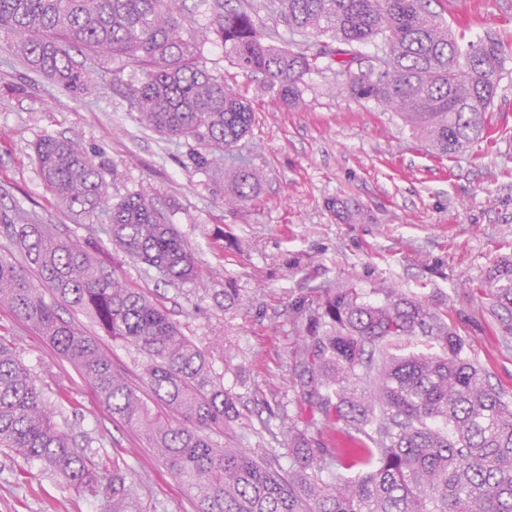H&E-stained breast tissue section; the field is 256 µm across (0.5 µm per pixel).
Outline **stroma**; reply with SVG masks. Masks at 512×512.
Listing matches in <instances>:
<instances>
[{
    "instance_id": "35a3bbf8",
    "label": "stroma",
    "mask_w": 512,
    "mask_h": 512,
    "mask_svg": "<svg viewBox=\"0 0 512 512\" xmlns=\"http://www.w3.org/2000/svg\"><path fill=\"white\" fill-rule=\"evenodd\" d=\"M430 9L465 39L498 36L506 55L486 114L489 137L443 160L431 157L394 113L343 92L330 69L306 75L301 102L290 106L226 59L222 42L206 45L208 67L255 114L234 154L261 173V193L237 209L225 206L211 177L194 171L191 145L142 127L111 84L73 94L31 71L0 33V209L31 212L63 237L92 242L100 258L111 257L106 235L89 231L103 215L71 210L46 189L34 146L47 136L79 140L111 169L113 198L138 189L149 194L191 246L199 277L173 285L128 259L119 260L117 274L167 311L236 397L240 416L224 433L225 447L266 453L284 465L294 425L312 447H331L330 427L293 388L307 325L296 303L317 306L326 288L352 287L369 297L395 287L425 300L512 400V318L490 312L483 286L490 269L512 257V0H431ZM335 199L358 205L364 220L340 223L328 207ZM228 288L237 291L231 303L224 300ZM58 313L140 382L143 357L134 347L113 342L80 311L62 306ZM0 340L30 367L63 429L104 468L125 461L143 512H196L143 435L113 420L79 371L1 308ZM58 374L69 384L65 401L54 393ZM0 512H102V502L39 463L0 452Z\"/></svg>"
}]
</instances>
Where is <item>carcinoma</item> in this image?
Returning <instances> with one entry per match:
<instances>
[{
  "instance_id": "cac0c4a2",
  "label": "carcinoma",
  "mask_w": 512,
  "mask_h": 512,
  "mask_svg": "<svg viewBox=\"0 0 512 512\" xmlns=\"http://www.w3.org/2000/svg\"><path fill=\"white\" fill-rule=\"evenodd\" d=\"M232 2L214 4L201 22L184 0H0V31L13 35L32 69L76 93L92 92L97 82L74 54L96 64L122 58L123 67L112 70L115 92L144 127L193 142L189 160L205 173H218V161L254 123L249 104L205 62L213 34L237 68L289 104L300 101L304 76L320 60L336 65L344 92L396 113L439 157L485 129L504 76L503 43L487 35L461 46L426 0H270L293 36L287 44L262 36L252 13ZM376 41L380 54L364 70L360 48ZM35 157L61 202L106 212L101 231L113 250L170 283L196 279L191 247L145 191L110 201L107 170L73 139L43 138ZM219 188L226 203L244 206L258 197L260 175L240 164L224 171ZM329 208L345 224L361 216L347 201ZM0 235L22 257L0 255V308L79 369L112 418L142 433L197 512H512V402L424 301L384 288L383 300L370 302L354 288H336L313 310L299 305L307 336L294 389L336 426V447L312 448L296 432L285 470L219 441L239 415L236 398L206 354L141 289L51 224L1 212ZM488 286L492 310L512 318L511 259L494 266ZM58 304L88 314L143 354L144 386L60 317ZM418 337L439 352L401 353ZM56 417L29 366L0 343V448L103 498L105 512H131L132 487L120 464L112 461L106 472Z\"/></svg>"
}]
</instances>
